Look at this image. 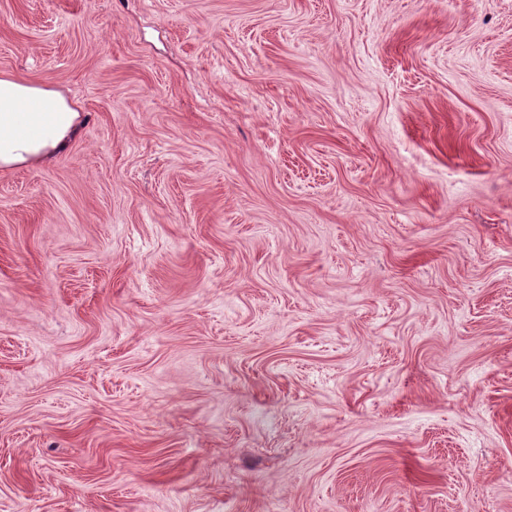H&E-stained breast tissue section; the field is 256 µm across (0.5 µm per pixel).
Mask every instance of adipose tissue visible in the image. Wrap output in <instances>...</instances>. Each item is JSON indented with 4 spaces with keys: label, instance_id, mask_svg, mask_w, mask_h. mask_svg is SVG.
I'll return each mask as SVG.
<instances>
[{
    "label": "adipose tissue",
    "instance_id": "adipose-tissue-1",
    "mask_svg": "<svg viewBox=\"0 0 512 512\" xmlns=\"http://www.w3.org/2000/svg\"><path fill=\"white\" fill-rule=\"evenodd\" d=\"M82 118L62 92L0 73V171L51 163L77 135Z\"/></svg>",
    "mask_w": 512,
    "mask_h": 512
}]
</instances>
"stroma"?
Listing matches in <instances>:
<instances>
[{"mask_svg":"<svg viewBox=\"0 0 512 512\" xmlns=\"http://www.w3.org/2000/svg\"><path fill=\"white\" fill-rule=\"evenodd\" d=\"M85 121L0 172V512H512V0H0Z\"/></svg>","mask_w":512,"mask_h":512,"instance_id":"stroma-1","label":"stroma"}]
</instances>
